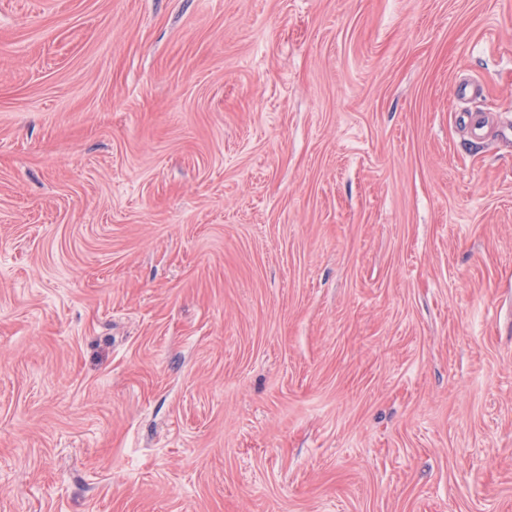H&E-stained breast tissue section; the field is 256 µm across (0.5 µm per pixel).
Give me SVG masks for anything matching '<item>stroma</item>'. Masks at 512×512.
Segmentation results:
<instances>
[{"label":"stroma","instance_id":"1","mask_svg":"<svg viewBox=\"0 0 512 512\" xmlns=\"http://www.w3.org/2000/svg\"><path fill=\"white\" fill-rule=\"evenodd\" d=\"M0 512H512V0H0Z\"/></svg>","mask_w":512,"mask_h":512}]
</instances>
